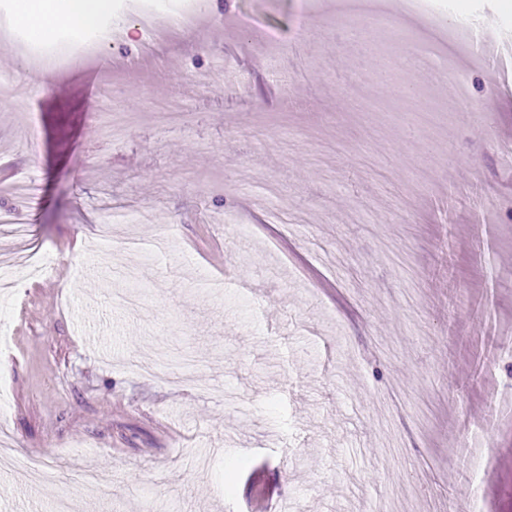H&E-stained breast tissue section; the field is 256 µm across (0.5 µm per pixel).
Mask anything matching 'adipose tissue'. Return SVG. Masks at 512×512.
I'll return each mask as SVG.
<instances>
[{"label":"adipose tissue","mask_w":512,"mask_h":512,"mask_svg":"<svg viewBox=\"0 0 512 512\" xmlns=\"http://www.w3.org/2000/svg\"><path fill=\"white\" fill-rule=\"evenodd\" d=\"M109 9L110 0H24L17 20L38 36L54 29L88 26Z\"/></svg>","instance_id":"adipose-tissue-1"}]
</instances>
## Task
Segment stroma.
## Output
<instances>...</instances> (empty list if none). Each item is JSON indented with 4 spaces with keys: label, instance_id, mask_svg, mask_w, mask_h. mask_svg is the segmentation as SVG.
<instances>
[{
    "label": "stroma",
    "instance_id": "1",
    "mask_svg": "<svg viewBox=\"0 0 512 512\" xmlns=\"http://www.w3.org/2000/svg\"><path fill=\"white\" fill-rule=\"evenodd\" d=\"M183 2L195 26L159 43L87 57L29 38L60 62L0 98V157L37 181L0 183L26 231L0 227V251L59 260L10 300L0 512H446L473 493L512 512V64L490 75L401 0H366L398 39L362 55L358 0H315L317 47L295 38L298 0ZM417 41L467 87L403 71ZM237 52L246 85L215 84ZM114 109L120 141L98 119ZM263 179L288 195L281 221ZM115 262L143 270L142 314L114 306Z\"/></svg>",
    "mask_w": 512,
    "mask_h": 512
}]
</instances>
